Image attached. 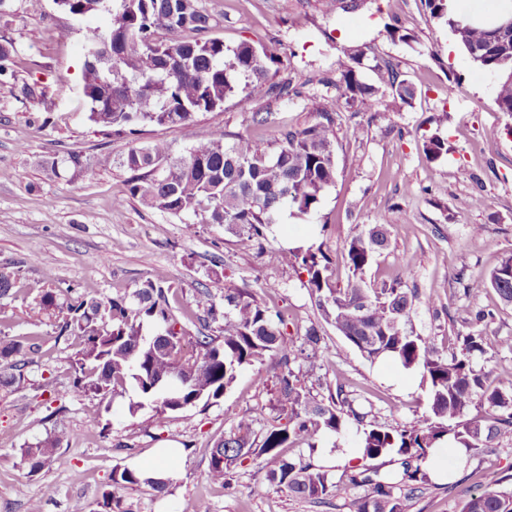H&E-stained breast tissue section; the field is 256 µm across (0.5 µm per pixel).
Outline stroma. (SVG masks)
Listing matches in <instances>:
<instances>
[{
	"label": "stroma",
	"instance_id": "obj_1",
	"mask_svg": "<svg viewBox=\"0 0 512 512\" xmlns=\"http://www.w3.org/2000/svg\"><path fill=\"white\" fill-rule=\"evenodd\" d=\"M217 18L216 36L225 45L247 41L274 49L279 79L299 93L283 102L265 89L253 92V110L269 113L267 126L234 101L198 114L185 125L148 126L136 138L108 136L88 119L82 93L87 28L106 27L103 15L74 17L53 0L30 10L10 0L0 14V37L13 45L9 62L15 77L0 83V271L17 275L18 292L0 299V339L37 343L40 352L24 370L23 385L0 390V512H97L103 490L117 467L141 470L157 461L160 448H178L175 477L167 495L147 486L127 489L130 512H180L196 503L200 512H350L346 500L314 504L288 489L255 492L261 458L247 459L230 474L229 487L206 478L209 452L228 433L235 415L247 414L257 433L273 416L272 358L239 372L213 403L173 415L157 426L151 409L129 416L125 399L102 410L98 398L72 390L74 340L57 338L60 322L41 297L90 293L102 298L129 294L146 281L169 286L175 315L192 311L198 289L223 299L228 288H248L285 318L288 335L304 337L318 327L328 346L314 354L303 345L298 364L313 395L325 397L341 383L369 420L397 426L422 418L426 388L420 371L406 372L367 361L326 323L308 288L305 269L285 266L282 252L324 244L333 259L331 278L345 283L349 271L343 246L366 224H388L389 247L366 271L376 283L393 277L400 265L412 270L409 285L433 295L418 303L415 331L451 349L457 334L486 337L493 377L512 378V305L491 290L468 298L470 280L488 274L512 255V114L500 111L495 76L476 68L447 26L430 18L424 0H363L354 11L323 14L319 0H202ZM397 23L412 37L402 43L387 26ZM367 45L364 82L385 87L387 75L375 65L393 64L414 87L412 105L392 97L366 108L348 107L336 120L338 174L317 208L303 216L282 214L262 248L242 247L220 224H185L129 198L126 173L116 166L132 143L167 142L183 154L207 132L249 134L272 148L284 129L315 119L324 89L318 80L339 76V48ZM34 87L23 95L22 85ZM439 136L448 152L427 160L423 144ZM82 154L87 172L61 170L48 176L44 163L67 153ZM124 198L115 209L116 198ZM493 317L472 323L476 308ZM54 380L52 393L39 387ZM57 435L60 449L39 474H29L18 450ZM497 472L512 487V440L472 452L456 479L430 480L408 512H458L462 496L476 489L479 473Z\"/></svg>",
	"mask_w": 512,
	"mask_h": 512
}]
</instances>
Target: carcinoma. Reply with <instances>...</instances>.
<instances>
[{"mask_svg": "<svg viewBox=\"0 0 512 512\" xmlns=\"http://www.w3.org/2000/svg\"><path fill=\"white\" fill-rule=\"evenodd\" d=\"M424 2L430 17L448 26L472 64L496 76V104L500 111L512 113V32L498 33L493 22L467 19L451 0ZM67 9L77 17H110L108 28L88 31L83 45L89 120L105 135H135L145 125L187 123L199 113L222 108L228 99L248 112V88L255 82L268 84L267 93L276 99L288 100L293 92L288 82L268 83L279 63L273 52L248 42L227 47L214 36L217 20L199 0H69ZM342 53L340 79L323 81L328 92L321 96L317 120L281 132L274 152L261 150L246 135L214 131L182 155L163 141L133 146L116 160L129 173L130 195L189 224H222L247 247L266 237L281 211L310 213L336 180L337 114L355 103L372 106L384 97L383 90L359 78L364 49L350 46ZM384 67L393 101L411 105L413 86L389 63ZM331 88L336 93L329 92ZM388 246L384 224H370L349 238L342 253L350 272L344 288L332 283V259L320 246L288 251L282 260L306 269L323 319L366 360L390 358L405 370L422 369L428 415L396 427L365 422V414L340 383L325 400L311 395L295 370V340L284 332L283 320L246 288L225 291L222 306L208 289L197 291L194 317L202 330L195 336L178 327L169 289L152 281L130 296L100 299L87 294L60 303L48 292L42 303L63 314L61 331L78 340L71 361L74 392L110 403L132 391L138 400H129V416L149 405L159 426L202 401L219 398L242 368L265 355L277 360L276 402L285 422L275 421L257 446L253 420L237 416L230 432L211 448L210 483L226 486L231 469L257 455L266 461L261 487H286L300 499L321 503L366 486L367 494L351 500V512H408V502L426 482L429 449L446 445L469 454L512 438V382L493 384L485 368L477 366L488 354L483 336L459 334L457 350L443 354L431 337L414 332L410 314L421 296L408 287V267H400L377 288L367 286L366 269ZM488 288L512 305V255L488 276L472 281L467 292L479 294ZM146 323L158 332L144 335ZM213 323L218 324L214 336L205 333ZM35 347L0 342V388L25 381L23 368ZM473 407H483L491 416L466 418ZM321 431L341 442L354 435L362 460L385 454L402 457L401 478L346 465L334 479L301 458L281 455L280 449L298 439L310 449L316 447ZM60 444V438L50 437L25 445L19 448L20 461L36 474L51 462ZM500 483L496 475L486 474L483 490L468 494L460 512H512V489L499 490ZM141 484L165 495L170 480L116 469L98 512H128L121 491Z\"/></svg>", "mask_w": 512, "mask_h": 512, "instance_id": "obj_1", "label": "carcinoma"}]
</instances>
